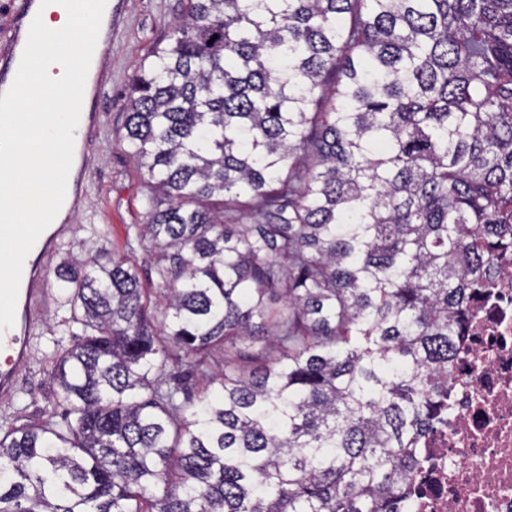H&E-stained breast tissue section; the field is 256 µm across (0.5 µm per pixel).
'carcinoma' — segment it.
I'll list each match as a JSON object with an SVG mask.
<instances>
[{"label": "carcinoma", "instance_id": "carcinoma-1", "mask_svg": "<svg viewBox=\"0 0 512 512\" xmlns=\"http://www.w3.org/2000/svg\"><path fill=\"white\" fill-rule=\"evenodd\" d=\"M148 59L120 142L162 300L55 269L68 420L0 429V512H402L512 246V0H185Z\"/></svg>", "mask_w": 512, "mask_h": 512}]
</instances>
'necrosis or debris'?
I'll use <instances>...</instances> for the list:
<instances>
[{
	"label": "necrosis or debris",
	"instance_id": "obj_1",
	"mask_svg": "<svg viewBox=\"0 0 512 512\" xmlns=\"http://www.w3.org/2000/svg\"><path fill=\"white\" fill-rule=\"evenodd\" d=\"M485 280L455 341L448 416L423 444L408 512H512V251Z\"/></svg>",
	"mask_w": 512,
	"mask_h": 512
}]
</instances>
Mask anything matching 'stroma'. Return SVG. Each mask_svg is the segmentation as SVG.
<instances>
[{
	"instance_id": "1",
	"label": "stroma",
	"mask_w": 512,
	"mask_h": 512,
	"mask_svg": "<svg viewBox=\"0 0 512 512\" xmlns=\"http://www.w3.org/2000/svg\"><path fill=\"white\" fill-rule=\"evenodd\" d=\"M182 0H122L112 17V44L105 68L109 84L98 102L100 125L89 151L84 197L67 235L46 262L42 303L31 330L30 355L22 363L11 397L0 400V427L60 421L50 378L56 347L73 343L65 326L70 308L56 288L54 270L61 261L81 264L98 250L126 255L134 227L146 212L143 176L119 141L126 119L132 76L150 49L169 32Z\"/></svg>"
}]
</instances>
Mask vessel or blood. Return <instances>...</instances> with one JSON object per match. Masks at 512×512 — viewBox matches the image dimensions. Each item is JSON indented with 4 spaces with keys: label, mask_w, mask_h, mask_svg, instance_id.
Returning <instances> with one entry per match:
<instances>
[{
    "label": "vessel or blood",
    "mask_w": 512,
    "mask_h": 512,
    "mask_svg": "<svg viewBox=\"0 0 512 512\" xmlns=\"http://www.w3.org/2000/svg\"><path fill=\"white\" fill-rule=\"evenodd\" d=\"M40 0H14L9 10L8 50L0 54V94L7 91L16 76L25 49L30 24ZM94 91L83 96L79 124L74 132L75 148L84 151L87 138L97 125V102L106 85L95 81ZM59 238L58 233L42 232L33 251L34 259L25 260L11 327L0 330V396H10L17 385L18 367L29 355V337L41 298L39 283L44 277L37 256L48 255Z\"/></svg>",
    "instance_id": "b4317fda"
}]
</instances>
